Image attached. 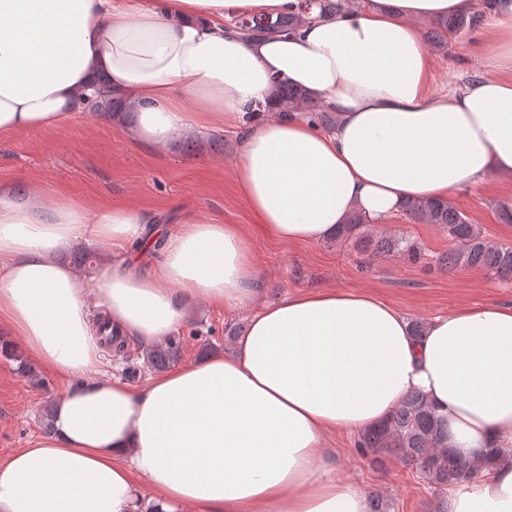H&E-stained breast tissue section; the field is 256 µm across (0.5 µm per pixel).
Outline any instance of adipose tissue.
Segmentation results:
<instances>
[{"instance_id":"adipose-tissue-1","label":"adipose tissue","mask_w":512,"mask_h":512,"mask_svg":"<svg viewBox=\"0 0 512 512\" xmlns=\"http://www.w3.org/2000/svg\"><path fill=\"white\" fill-rule=\"evenodd\" d=\"M299 0H0V140L53 130L104 77L133 138L169 148L270 103L278 81L335 112L245 124L233 177L272 237L317 244L351 213L389 230L409 199L448 201L512 177V0H363L295 33L246 39L227 20ZM484 12L485 74L432 93L418 21ZM162 230L137 208L94 211L0 185V322L67 379L52 428L0 459V512H369L328 445L383 424L407 395L434 407L479 476L435 512H512V306H464L414 332L365 289L295 290L264 303L232 352L134 387L101 374L94 310L150 349L187 302L239 309L262 274L238 225L181 208ZM85 240L112 269L83 286L57 253ZM158 257L142 264L153 246Z\"/></svg>"}]
</instances>
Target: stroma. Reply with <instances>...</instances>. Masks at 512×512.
I'll use <instances>...</instances> for the list:
<instances>
[{
  "mask_svg": "<svg viewBox=\"0 0 512 512\" xmlns=\"http://www.w3.org/2000/svg\"><path fill=\"white\" fill-rule=\"evenodd\" d=\"M481 41L482 32L476 29L449 37L447 51L432 52L434 88L460 91L481 78ZM240 129L235 122L197 132L191 152L180 144L161 150L133 141L120 123L83 109L56 130H24L0 141V184L22 191L35 185L49 200L64 195L81 203L127 204L162 222L176 205L185 204L240 225L264 277L263 297L268 301L296 289H370L419 322L463 306L512 304V283L478 268L438 270L436 258L452 245L447 232L404 214L396 221L395 234L417 246L420 258L415 262L399 256L368 257L353 239L308 245L269 237L234 183ZM458 207L486 241L512 243V224L499 216L502 208H512V179L489 176L480 187L463 193ZM252 313L249 307L227 311L193 305L179 332L181 362L231 350L234 336L243 333ZM42 379V385L32 384L14 361L0 356L1 458L43 436L42 411L65 383L47 372ZM329 445L339 452L340 477L382 495L390 512H430L435 489L399 460L376 465L359 452L355 437L343 433L330 437Z\"/></svg>",
  "mask_w": 512,
  "mask_h": 512,
  "instance_id": "1",
  "label": "stroma"
}]
</instances>
